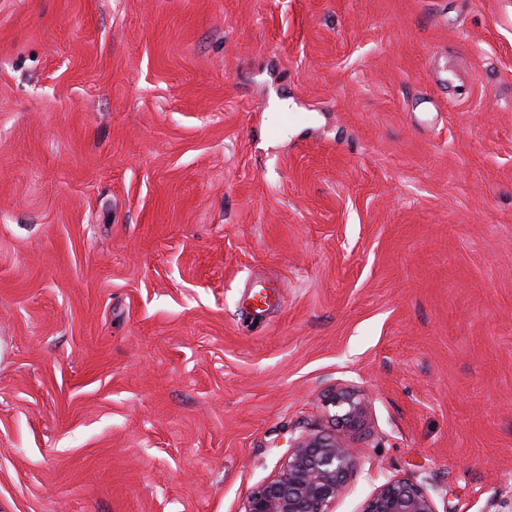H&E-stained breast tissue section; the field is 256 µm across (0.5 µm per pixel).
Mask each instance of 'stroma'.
<instances>
[{"mask_svg": "<svg viewBox=\"0 0 512 512\" xmlns=\"http://www.w3.org/2000/svg\"><path fill=\"white\" fill-rule=\"evenodd\" d=\"M313 429L334 512L512 498V0H0V512H242ZM327 406L334 408L332 417L335 421L353 428L361 425L367 412V402L363 395L350 387H341L334 391L327 400ZM361 512H439L434 494L415 479L393 476L365 501Z\"/></svg>", "mask_w": 512, "mask_h": 512, "instance_id": "obj_1", "label": "stroma"}]
</instances>
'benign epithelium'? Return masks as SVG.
I'll return each mask as SVG.
<instances>
[{"label":"benign epithelium","mask_w":512,"mask_h":512,"mask_svg":"<svg viewBox=\"0 0 512 512\" xmlns=\"http://www.w3.org/2000/svg\"><path fill=\"white\" fill-rule=\"evenodd\" d=\"M327 405L333 418L358 427L367 412L359 391L341 387ZM358 453L348 441L323 432L289 441L280 469L247 496L243 512H332L358 467ZM361 512H438L434 494L423 483L393 476L365 501Z\"/></svg>","instance_id":"obj_1"}]
</instances>
